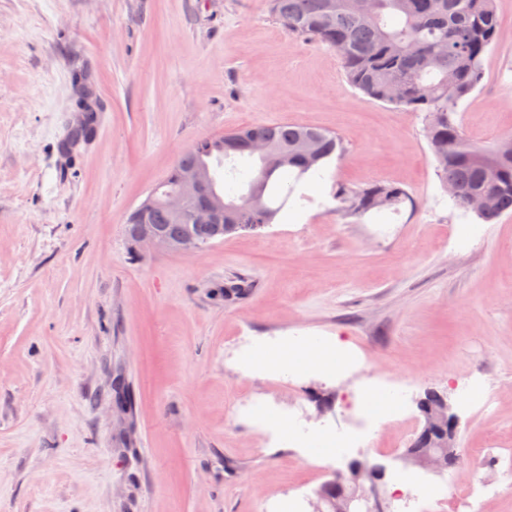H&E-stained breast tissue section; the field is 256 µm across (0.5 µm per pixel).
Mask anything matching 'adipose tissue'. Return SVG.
Segmentation results:
<instances>
[{"label": "adipose tissue", "mask_w": 512, "mask_h": 512, "mask_svg": "<svg viewBox=\"0 0 512 512\" xmlns=\"http://www.w3.org/2000/svg\"><path fill=\"white\" fill-rule=\"evenodd\" d=\"M347 351L340 342H330L319 337L303 341L288 342L279 345L274 350L253 351L249 359L254 365L264 369H274L294 361H305L310 367L323 369L339 364Z\"/></svg>", "instance_id": "obj_1"}]
</instances>
